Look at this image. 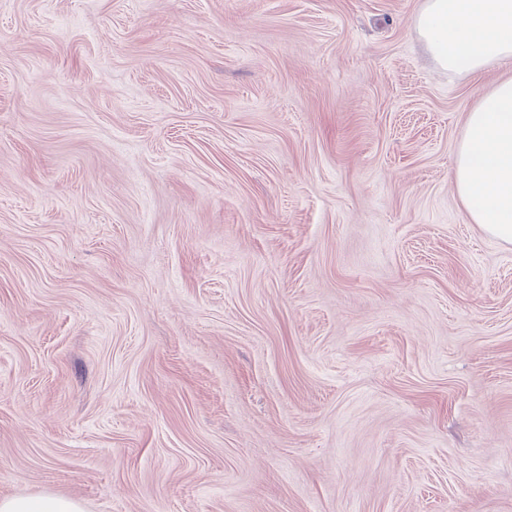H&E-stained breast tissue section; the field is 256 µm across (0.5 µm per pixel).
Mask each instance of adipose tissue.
<instances>
[{
    "label": "adipose tissue",
    "mask_w": 512,
    "mask_h": 512,
    "mask_svg": "<svg viewBox=\"0 0 512 512\" xmlns=\"http://www.w3.org/2000/svg\"><path fill=\"white\" fill-rule=\"evenodd\" d=\"M415 28L441 68L478 73L512 61V0H422ZM454 184L471 222L512 245V78L467 113ZM0 512L85 510L42 493L1 500Z\"/></svg>",
    "instance_id": "obj_1"
}]
</instances>
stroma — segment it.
<instances>
[{"label": "stroma", "mask_w": 512, "mask_h": 512, "mask_svg": "<svg viewBox=\"0 0 512 512\" xmlns=\"http://www.w3.org/2000/svg\"><path fill=\"white\" fill-rule=\"evenodd\" d=\"M421 0H0V500L512 512V246L452 177L512 64ZM415 28L445 70L512 61V0H422Z\"/></svg>", "instance_id": "obj_1"}]
</instances>
